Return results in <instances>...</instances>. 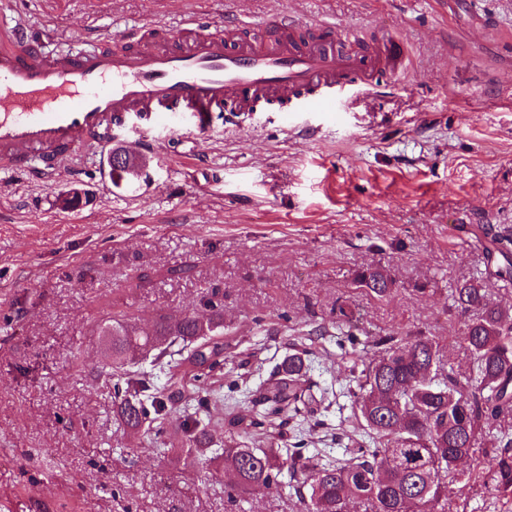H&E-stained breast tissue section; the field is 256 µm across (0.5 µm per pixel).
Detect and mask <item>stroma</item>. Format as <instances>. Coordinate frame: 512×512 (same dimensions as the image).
Here are the masks:
<instances>
[{
	"label": "stroma",
	"mask_w": 512,
	"mask_h": 512,
	"mask_svg": "<svg viewBox=\"0 0 512 512\" xmlns=\"http://www.w3.org/2000/svg\"><path fill=\"white\" fill-rule=\"evenodd\" d=\"M48 50L108 43L128 25L285 14L341 37L400 41L406 66L338 112L215 114L209 136L125 130L147 177L103 191L106 155L70 159L80 181L0 172V512H224L223 469H187L119 424L96 374L110 317L150 327L224 291L226 367L250 386L282 362L291 328L346 305L366 340L422 333L452 362L463 322L450 290L512 235V0H13ZM71 188L86 195L61 208ZM373 266L390 296L354 288ZM311 376L346 386L333 337ZM453 512H512L476 462Z\"/></svg>",
	"instance_id": "stroma-1"
}]
</instances>
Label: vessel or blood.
Segmentation results:
<instances>
[{
	"instance_id": "b4317fda",
	"label": "vessel or blood",
	"mask_w": 512,
	"mask_h": 512,
	"mask_svg": "<svg viewBox=\"0 0 512 512\" xmlns=\"http://www.w3.org/2000/svg\"><path fill=\"white\" fill-rule=\"evenodd\" d=\"M119 39L50 54L22 22H0L1 170L55 177L67 152L109 147L134 119L157 127L185 114L202 137L217 112H332L405 64L392 41L355 49L284 15L252 27L191 16L159 36L140 26Z\"/></svg>"
}]
</instances>
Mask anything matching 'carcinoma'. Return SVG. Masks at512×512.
Masks as SVG:
<instances>
[{"mask_svg":"<svg viewBox=\"0 0 512 512\" xmlns=\"http://www.w3.org/2000/svg\"><path fill=\"white\" fill-rule=\"evenodd\" d=\"M356 287L384 298L395 282L369 267L355 278ZM492 284L467 281L451 290L452 306L464 318L459 343L467 366L445 364V353L421 335L380 336L372 341L376 354L361 371L351 369L347 391L352 416L361 432L347 436L345 458L305 455L303 444L281 448L283 431L252 434L258 425L247 410L226 406L229 425L244 432L224 447L209 446V429L217 402L200 386L217 377L227 388L238 380L224 372V294L212 289L207 314L186 312L162 316L143 330L114 319L101 333L112 336V363L102 368V383L118 400L121 423L135 431L163 435L179 422L187 448H158L159 454L184 456L186 464L209 465L217 459L231 472L224 487V512H239L251 496L272 494L289 475L305 512H448L447 477L459 462L475 457L479 436L491 472L488 491L512 495V434L502 423L512 419V308L491 299ZM348 325L336 341L345 359L361 344L344 305L336 308V326ZM323 335L311 329L292 344L294 354L276 364L256 390L253 406L269 417L290 419L312 405L328 401L324 389L313 392L308 376L306 342ZM149 361L150 369L136 366ZM164 381H158V375Z\"/></svg>","mask_w":512,"mask_h":512,"instance_id":"cac0c4a2","label":"carcinoma"}]
</instances>
